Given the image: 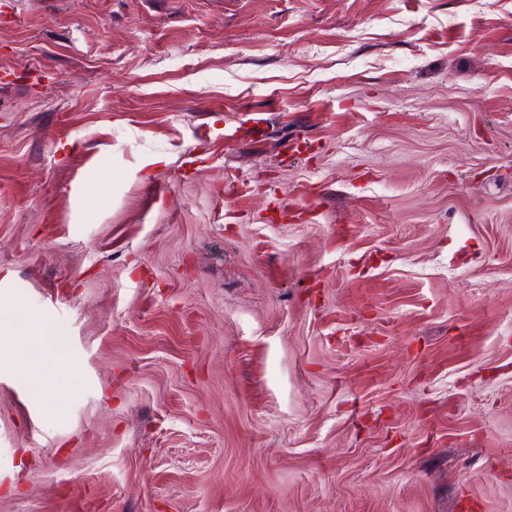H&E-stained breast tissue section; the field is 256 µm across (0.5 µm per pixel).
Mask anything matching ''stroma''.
<instances>
[{
	"label": "stroma",
	"instance_id": "1",
	"mask_svg": "<svg viewBox=\"0 0 512 512\" xmlns=\"http://www.w3.org/2000/svg\"><path fill=\"white\" fill-rule=\"evenodd\" d=\"M0 346V512H512V0H0Z\"/></svg>",
	"mask_w": 512,
	"mask_h": 512
}]
</instances>
